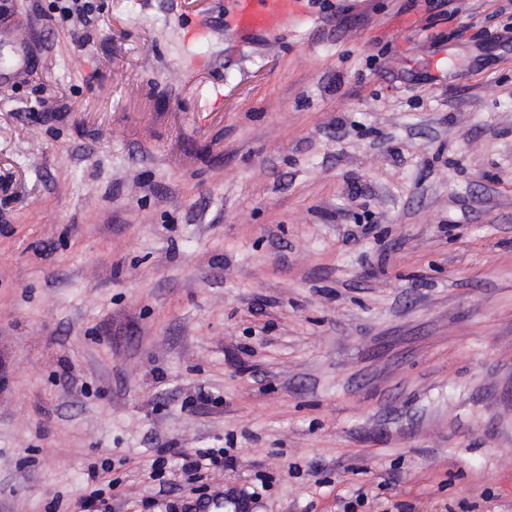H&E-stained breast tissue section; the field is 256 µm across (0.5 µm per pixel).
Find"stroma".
I'll return each mask as SVG.
<instances>
[{
	"mask_svg": "<svg viewBox=\"0 0 512 512\" xmlns=\"http://www.w3.org/2000/svg\"><path fill=\"white\" fill-rule=\"evenodd\" d=\"M331 2L0 0V512H512V19ZM230 24L242 37L281 27L295 12L297 0H231ZM184 458L183 467L190 471H199L202 468L208 469V466H225L231 460V456L225 451V448H197L193 453H180Z\"/></svg>",
	"mask_w": 512,
	"mask_h": 512,
	"instance_id": "obj_1",
	"label": "stroma"
}]
</instances>
